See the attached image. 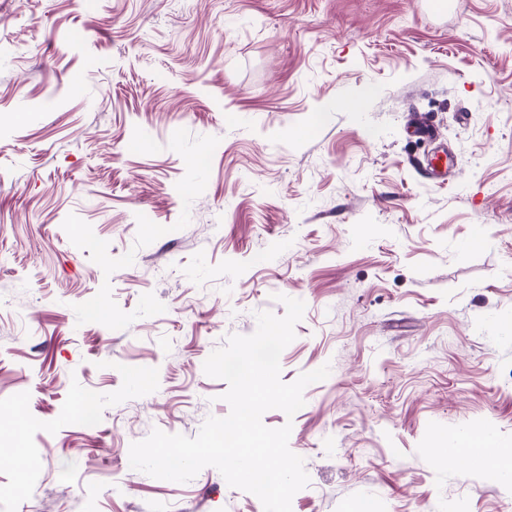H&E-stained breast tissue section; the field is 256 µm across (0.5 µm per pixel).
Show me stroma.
I'll use <instances>...</instances> for the list:
<instances>
[{"label":"stroma","mask_w":512,"mask_h":512,"mask_svg":"<svg viewBox=\"0 0 512 512\" xmlns=\"http://www.w3.org/2000/svg\"><path fill=\"white\" fill-rule=\"evenodd\" d=\"M284 295L292 512H512V0H0V512H263L129 449ZM463 454L469 458L476 457L480 466L487 472H494L504 463V457L493 448H486L478 435L470 439L468 448H464Z\"/></svg>","instance_id":"35a3bbf8"}]
</instances>
